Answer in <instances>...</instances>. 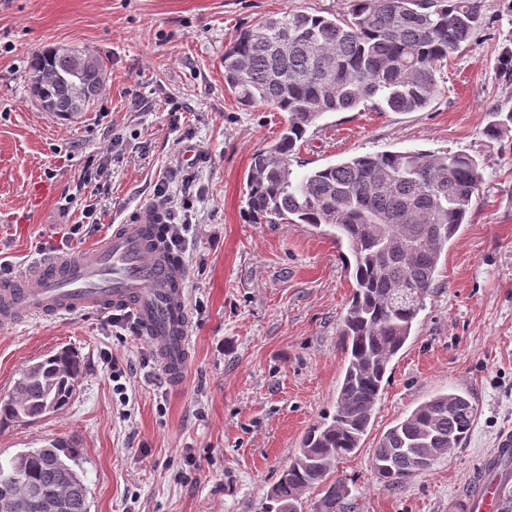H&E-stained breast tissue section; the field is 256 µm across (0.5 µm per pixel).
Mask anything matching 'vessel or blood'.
<instances>
[{
  "mask_svg": "<svg viewBox=\"0 0 512 512\" xmlns=\"http://www.w3.org/2000/svg\"><path fill=\"white\" fill-rule=\"evenodd\" d=\"M162 215L158 203L142 204L98 243L24 277L0 280V326L74 312L130 311L164 375L182 387L192 367L183 261L158 230ZM510 456L512 433L506 431L466 484L460 512H502L512 473L498 462Z\"/></svg>",
  "mask_w": 512,
  "mask_h": 512,
  "instance_id": "obj_1",
  "label": "vessel or blood"
}]
</instances>
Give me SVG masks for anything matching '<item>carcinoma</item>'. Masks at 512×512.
<instances>
[{"instance_id": "1", "label": "carcinoma", "mask_w": 512, "mask_h": 512, "mask_svg": "<svg viewBox=\"0 0 512 512\" xmlns=\"http://www.w3.org/2000/svg\"><path fill=\"white\" fill-rule=\"evenodd\" d=\"M482 0H349L333 18L272 15L224 48V84L245 104L287 114L279 140L253 155L244 215L251 224H309L347 243L352 294L339 336L347 364L332 413L266 492L262 512H301L302 491L318 488L314 512H357L336 479V462L360 448L373 425L384 379L414 332L448 245L467 223L482 181L464 151H390L352 156L297 175L291 157L329 112L372 101L390 112H421L439 93L442 63L464 50L483 23ZM28 81L43 111L69 120L98 99L106 80L87 49L35 53ZM484 135L512 131V110L493 109ZM82 374L69 349L28 365L14 396L0 399V424L27 423L70 400ZM476 411L459 389L420 401L378 439L372 468L395 489L461 445ZM81 452L57 443L0 461V501L52 498L59 512H90Z\"/></svg>"}]
</instances>
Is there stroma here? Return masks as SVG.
Listing matches in <instances>:
<instances>
[{"mask_svg":"<svg viewBox=\"0 0 512 512\" xmlns=\"http://www.w3.org/2000/svg\"><path fill=\"white\" fill-rule=\"evenodd\" d=\"M483 4V25L442 68L426 111L326 114L292 159L299 174L413 149L464 151L483 163L470 221L441 259L414 339L391 364L373 426L337 465L359 512H454L482 458L512 431V132L498 142L482 134L493 106L512 108V82L497 70L512 49V0ZM346 9L347 0H0V263L19 275L51 253L92 245L155 200L158 185L189 193L179 254L195 354L175 391L147 341L118 333L110 312L0 327L2 398L25 366L61 348L83 365L62 410L0 427L1 460L51 439L80 448L90 512H260L306 432L333 409L353 280L348 247L332 235L245 221L251 157L277 141L285 115L225 92L220 58L238 31L269 16ZM58 45L93 51L107 70L99 98L70 121L42 112L27 87L31 56ZM189 150L184 179L167 178ZM100 157L103 178L84 184ZM36 182L50 191L34 203ZM88 204L97 207L93 227L81 223ZM114 362L127 371L122 397ZM451 387L476 408L465 442L405 486L384 487L371 468L378 437Z\"/></svg>","mask_w":512,"mask_h":512,"instance_id":"35a3bbf8","label":"stroma"}]
</instances>
